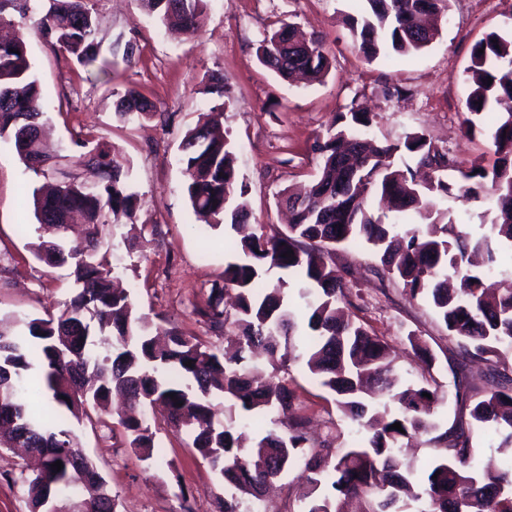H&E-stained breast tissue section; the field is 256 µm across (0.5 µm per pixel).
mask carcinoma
Masks as SVG:
<instances>
[{
	"label": "carcinoma",
	"instance_id": "1",
	"mask_svg": "<svg viewBox=\"0 0 512 512\" xmlns=\"http://www.w3.org/2000/svg\"><path fill=\"white\" fill-rule=\"evenodd\" d=\"M90 0H52L38 20V31L76 63L98 66L104 75L112 58L133 47L115 42L103 47L101 20ZM167 28L187 36L200 32L207 0H139ZM357 15L344 16L358 50L368 59L407 55L430 46L439 35L429 22L447 0H362ZM290 24H270L258 42L259 62L281 80L299 76L322 82L331 61L322 40L283 46ZM470 70L476 79L466 106L471 115L496 114L490 133L496 156L492 168L474 164L448 180L457 162L424 132L402 140L368 137L374 114L352 105L336 115V127L316 141L317 175L299 202L289 208L285 229L234 237L227 248L234 260L224 267V286L211 289L197 314L218 330L238 329L231 350L222 354L172 327L157 344L152 322L139 312L129 291L113 285L108 251L101 237L108 217L132 215L140 197L131 188L129 168L118 150L94 148L88 164L96 192L85 178L63 175L49 192L31 195L39 242L31 245L45 263L70 264L77 293L56 314L16 321L20 331L0 330V409L12 410L27 431L29 447L41 468L25 479L31 512H52L73 497L80 512H114L112 494L96 464L78 449L69 419L89 409L104 411L112 397L126 402L119 424L141 458L153 456L154 439L145 408L161 405L177 434L191 438L196 459L206 464L224 490V512H241L244 498L260 500L262 485L292 466L301 469L305 512H338L349 497L364 501V512H391L398 503L423 501L420 512H512V466L489 456L474 461L471 433L490 428L501 437L499 452L512 453V379L497 369L501 349L512 348V284L490 281L487 272L512 250V36L492 31L472 47ZM205 90L224 98V76L211 73ZM44 93L18 37L0 41V138L14 141L26 169L45 176L52 156L38 142V166L28 163L25 132L42 127ZM116 116L124 122L157 116L154 105L135 88L125 90ZM185 192L199 220L239 232L248 219L245 184L239 182L233 146L216 136L210 122L197 124L180 144ZM492 193L485 195L486 183ZM463 202L489 199L490 223L475 232L456 223L432 198ZM403 222L386 224L374 201ZM79 214L87 226L83 241L67 240L64 223ZM362 242L376 249L375 274L399 283L425 299L448 333L458 337L462 359L491 365L481 387L453 373L455 400L470 403L471 421L441 429L436 418L443 402L438 386L400 385L395 357L387 342L370 333L349 312L351 291L331 263L338 246ZM291 256L286 257L284 253ZM272 268L299 276L298 294L307 315L290 304V284L266 281ZM305 354L296 353L299 346ZM272 368L298 358L334 394L336 410L367 432L362 441L335 448L313 442L305 417L293 409L295 394L267 384L258 355ZM192 361L188 367L185 362ZM428 396H422V393ZM224 399V419L215 401ZM277 410L276 427L243 444V429L253 414ZM401 424V430L391 428ZM427 438L438 451L421 483L413 461L401 456L405 444ZM61 461L55 471L51 464Z\"/></svg>",
	"mask_w": 512,
	"mask_h": 512
}]
</instances>
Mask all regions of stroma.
<instances>
[{
    "label": "stroma",
    "instance_id": "1",
    "mask_svg": "<svg viewBox=\"0 0 512 512\" xmlns=\"http://www.w3.org/2000/svg\"><path fill=\"white\" fill-rule=\"evenodd\" d=\"M101 18L104 43L132 44L130 63H118L108 82L90 80L85 69L54 48L36 30L37 15L6 9L14 32L25 39L32 69L46 95L48 143L64 171L85 167L77 139L93 134L115 146L130 166L132 188L141 198L133 219L119 218L106 228L102 246L141 313L152 323L177 327L205 344L224 345L232 327L213 332L196 313L213 285L224 280L228 254L223 228H205L184 193L179 144L209 113L213 100L203 89L208 74L221 72L228 95L221 123L236 155L239 177L247 187L249 221L267 233L281 229L278 208L283 189L301 185L317 172L311 146L337 113L351 102L376 115L372 134L398 140L426 132L455 156L458 170L492 164L489 122L474 136L463 133L471 50L485 34H512V0H450L437 39L418 53L368 60L360 54L342 22L361 10L360 0H208L198 36H174L138 0H93ZM282 19L323 38L332 61L324 82L292 85L281 81L256 58L257 42L272 21ZM404 88L400 100L385 89ZM137 88L157 116L119 122L117 102L126 88ZM41 179L25 169L11 140L0 139V316L41 317L69 304L76 294L70 266L50 267L29 250L38 237L32 203L23 190ZM337 268L354 272L352 313L392 348L403 378L422 385L452 382L460 369L457 338L450 336L434 309L410 298L400 285L380 282L371 268L377 260L363 245L337 249ZM417 336L434 361L423 368L409 343ZM277 378L294 389V409L307 418L318 440L357 439L355 425L337 412L333 395L304 367L290 363ZM154 436L152 459L130 448L116 419L74 423L82 451L97 463L117 506L115 512H220L223 491L206 464L192 456L187 435H176L162 411L148 419ZM33 460L21 451L0 448V512H30L24 486ZM299 468L273 481L262 501H246L242 512H303Z\"/></svg>",
    "mask_w": 512,
    "mask_h": 512
}]
</instances>
